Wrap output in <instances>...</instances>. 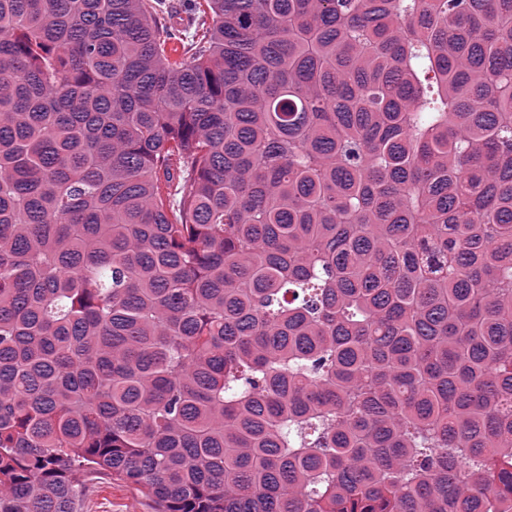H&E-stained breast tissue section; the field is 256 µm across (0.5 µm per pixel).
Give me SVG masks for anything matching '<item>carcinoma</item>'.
Instances as JSON below:
<instances>
[{"label": "carcinoma", "instance_id": "carcinoma-1", "mask_svg": "<svg viewBox=\"0 0 512 512\" xmlns=\"http://www.w3.org/2000/svg\"><path fill=\"white\" fill-rule=\"evenodd\" d=\"M0 0V512H512V0ZM197 1L164 0L162 1L163 8L157 12V20L162 24L171 25L182 30L188 23L193 24V20L201 15L198 11L193 10L194 3H197ZM193 13H196L195 16ZM156 504L132 483L104 472L84 478L78 512H156Z\"/></svg>", "mask_w": 512, "mask_h": 512}]
</instances>
